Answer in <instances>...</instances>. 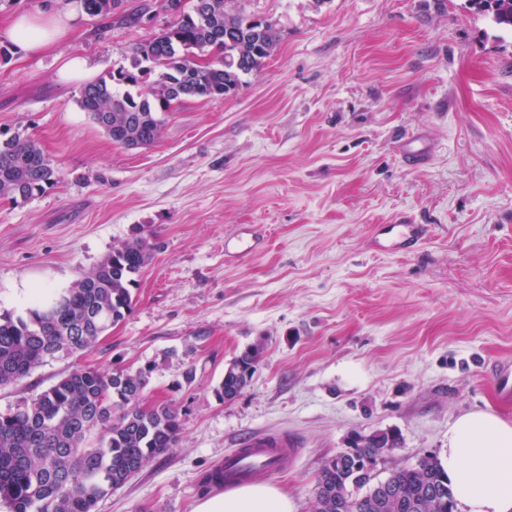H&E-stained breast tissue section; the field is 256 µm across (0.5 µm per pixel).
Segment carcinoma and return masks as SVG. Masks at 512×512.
I'll return each instance as SVG.
<instances>
[{
	"instance_id": "1",
	"label": "carcinoma",
	"mask_w": 512,
	"mask_h": 512,
	"mask_svg": "<svg viewBox=\"0 0 512 512\" xmlns=\"http://www.w3.org/2000/svg\"><path fill=\"white\" fill-rule=\"evenodd\" d=\"M469 9L491 16L512 31V0H466ZM123 0H82L92 17L136 18L120 11ZM227 0H192L161 33L136 47L131 68L85 85L80 106L91 119L111 117L112 141L151 145L162 125L160 114L187 98L214 100L234 93L242 77L271 56L281 30L262 27ZM220 41V59L195 63L197 52ZM152 94L131 89L152 73ZM57 182V174L37 143L16 134L0 142V198L31 199ZM158 244L139 237L112 249L95 268L28 316L0 315V386L26 378L61 353L90 350L133 306L132 289ZM264 352L257 342L236 355L215 388L218 400L232 401L249 385ZM152 369L104 372L83 367L62 377L30 401L0 414V501L11 512H97L98 504L122 487L153 458L173 447L181 430L176 409L144 407L140 399ZM354 455L323 463L313 512H455V499L438 459L423 456L370 487L353 478L356 462L397 448L394 430L356 433Z\"/></svg>"
}]
</instances>
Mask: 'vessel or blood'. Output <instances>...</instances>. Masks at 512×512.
<instances>
[{
    "mask_svg": "<svg viewBox=\"0 0 512 512\" xmlns=\"http://www.w3.org/2000/svg\"><path fill=\"white\" fill-rule=\"evenodd\" d=\"M427 232L424 224H382L373 245L385 253L408 254L416 250ZM298 448V442L285 434L256 435L225 457L222 484L230 487L245 481L269 479L285 467Z\"/></svg>",
    "mask_w": 512,
    "mask_h": 512,
    "instance_id": "1",
    "label": "vessel or blood"
}]
</instances>
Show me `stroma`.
<instances>
[{
  "mask_svg": "<svg viewBox=\"0 0 512 512\" xmlns=\"http://www.w3.org/2000/svg\"><path fill=\"white\" fill-rule=\"evenodd\" d=\"M282 37L232 95L188 98L159 139L130 149L82 111L81 83L129 67L170 23L161 0H124L135 24L84 16L41 55L0 34V140L32 138L58 181L0 198V314L22 284L63 289L137 234L159 250L131 311L84 353L0 387V412L87 365L151 367L146 405L177 409V445L98 512H195L204 478L247 436L302 446L270 486L313 512L323 462L352 433L394 429L373 481L443 457L448 427L485 410L512 422L488 374L512 359V34L465 0H242ZM418 136L423 163L401 140ZM425 224L410 254L371 245L379 224ZM252 247L240 261L224 244ZM263 342L236 399L215 388Z\"/></svg>",
  "mask_w": 512,
  "mask_h": 512,
  "instance_id": "1",
  "label": "stroma"
}]
</instances>
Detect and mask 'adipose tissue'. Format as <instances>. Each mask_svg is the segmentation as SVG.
Masks as SVG:
<instances>
[{
	"instance_id": "adipose-tissue-1",
	"label": "adipose tissue",
	"mask_w": 512,
	"mask_h": 512,
	"mask_svg": "<svg viewBox=\"0 0 512 512\" xmlns=\"http://www.w3.org/2000/svg\"><path fill=\"white\" fill-rule=\"evenodd\" d=\"M81 14L76 0L63 10L51 2L39 16L11 19L6 36L23 52H42L68 35ZM442 466L458 512H512L511 422L485 410L460 416L448 429ZM195 512H295V506L271 486L247 484L204 499Z\"/></svg>"
}]
</instances>
